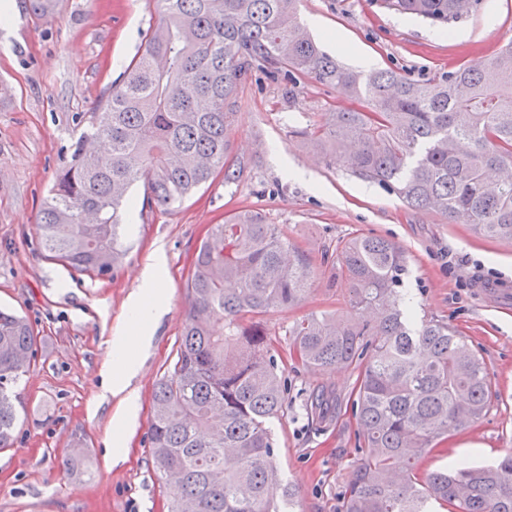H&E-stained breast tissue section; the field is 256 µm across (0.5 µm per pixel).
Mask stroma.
Wrapping results in <instances>:
<instances>
[{
  "instance_id": "1",
  "label": "stroma",
  "mask_w": 512,
  "mask_h": 512,
  "mask_svg": "<svg viewBox=\"0 0 512 512\" xmlns=\"http://www.w3.org/2000/svg\"><path fill=\"white\" fill-rule=\"evenodd\" d=\"M0 22V308L25 315L37 334V360L15 388L20 416L12 447L0 450V512H167L168 494L148 448L156 382L172 364L187 315V282L195 252L212 224L247 208L279 225L314 261L358 235L386 238L407 257L404 288L418 315L448 321L483 356L492 377L491 407L472 427L449 435L420 462L424 471L457 457L486 463L512 450V243L486 240L434 211L407 207L392 190L328 165L298 134L335 111L336 88L312 81L294 94L256 75L238 87L230 134L240 178L215 179L166 212L126 224L129 249L114 276L88 277L44 260L36 250V213L79 133L75 114L93 111L140 51L160 19L159 0H56L49 16L28 0ZM309 33L349 67L357 54L374 68L425 82L490 57L512 39V0H482L452 36L429 23L381 8L377 0H300ZM306 171L305 179L288 168ZM163 248L166 302L128 380L138 416L125 454L112 462L118 403L104 386L109 338L128 316L141 269ZM344 283L319 280L298 307L265 320L276 353L288 357L285 330L307 315L348 314ZM288 397L271 422L275 462L296 489L298 512H338L356 462V424L338 410L315 426L306 410L324 390L349 395V369L290 367Z\"/></svg>"
}]
</instances>
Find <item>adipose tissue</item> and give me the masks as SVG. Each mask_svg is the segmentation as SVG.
<instances>
[{"label":"adipose tissue","instance_id":"1","mask_svg":"<svg viewBox=\"0 0 512 512\" xmlns=\"http://www.w3.org/2000/svg\"><path fill=\"white\" fill-rule=\"evenodd\" d=\"M164 301L165 290L160 269L155 264L147 265L142 274L140 287L129 301L130 319L126 324L116 328L110 340L112 359L104 367L112 394L120 398L115 438L124 436L133 403L132 395L126 391L125 377L134 371V354L148 339Z\"/></svg>","mask_w":512,"mask_h":512}]
</instances>
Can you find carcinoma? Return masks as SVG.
I'll use <instances>...</instances> for the list:
<instances>
[{
    "mask_svg": "<svg viewBox=\"0 0 512 512\" xmlns=\"http://www.w3.org/2000/svg\"><path fill=\"white\" fill-rule=\"evenodd\" d=\"M142 53L89 116L38 211L37 250L93 277H110L127 252L124 221L160 211L222 174L239 177L229 133L237 88L259 72L295 88L335 87L360 109L328 112L297 131L330 163L396 191L407 206L512 242V40L480 66L431 82L392 69L336 62L300 28L299 0H161ZM482 0H383L444 29ZM331 279L351 312L307 316L288 328L297 361L357 372L348 399L359 463L340 512H512V451L492 466L422 472L442 437L490 408L491 375L446 322L403 301L405 253L390 240L353 237L336 247ZM320 267L279 225L241 210L212 225L188 280L190 311L176 357L153 391L149 448L169 512H281L295 490L274 464L268 423L285 404L284 369L262 316L300 305ZM30 321L0 309V447L16 422L12 386L29 371Z\"/></svg>",
    "mask_w": 512,
    "mask_h": 512,
    "instance_id": "cac0c4a2",
    "label": "carcinoma"
}]
</instances>
